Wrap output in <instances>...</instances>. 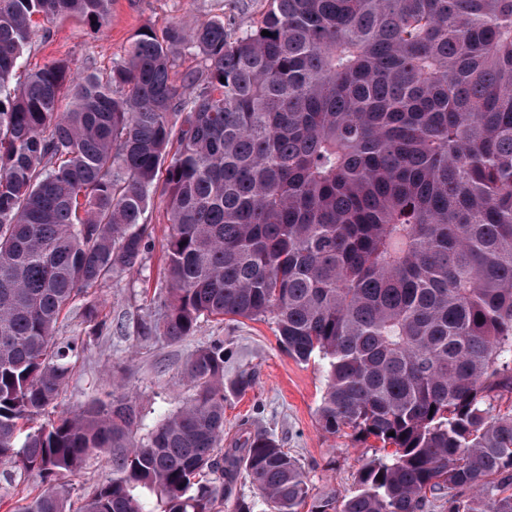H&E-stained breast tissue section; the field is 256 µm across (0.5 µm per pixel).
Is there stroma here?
I'll list each match as a JSON object with an SVG mask.
<instances>
[{
	"label": "stroma",
	"instance_id": "35a3bbf8",
	"mask_svg": "<svg viewBox=\"0 0 512 512\" xmlns=\"http://www.w3.org/2000/svg\"><path fill=\"white\" fill-rule=\"evenodd\" d=\"M269 0H112L107 24L63 17L38 20L18 69L27 74L56 60L72 70L109 71L123 57L140 31H162L177 24L185 28L209 18H223L234 32L249 30L261 19ZM155 242L141 266L123 278L89 290L61 320L57 338L84 339L87 348L71 365L67 385L57 399L58 410H70L91 398L111 393L121 384L132 396L147 423L176 409L189 393L183 369L193 351L214 340L224 343L225 379L240 370L254 372L253 389L228 395L224 403V445L242 447L248 434L265 431L298 458L314 492L334 488L347 494L361 464L375 453L367 442L325 432L318 407L325 377L319 361L300 363L278 345L268 320L203 318L193 336L181 342L161 337L142 339L141 325L159 310L167 293L162 272L161 244L167 232L165 202L155 197L145 214ZM112 462L105 456L87 459L67 484L68 502L79 506L85 493L110 481Z\"/></svg>",
	"mask_w": 512,
	"mask_h": 512
}]
</instances>
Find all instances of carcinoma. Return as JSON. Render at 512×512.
I'll list each match as a JSON object with an SVG mask.
<instances>
[{
    "label": "carcinoma",
    "instance_id": "cac0c4a2",
    "mask_svg": "<svg viewBox=\"0 0 512 512\" xmlns=\"http://www.w3.org/2000/svg\"><path fill=\"white\" fill-rule=\"evenodd\" d=\"M111 6L0 0V475L40 479L16 512H72L92 455L112 480L77 512H213L215 475L253 489L231 512H512V0H270L240 34L146 30L105 74L12 82L34 16ZM182 50L204 65L179 89ZM161 174L169 288L144 334L272 320L321 361L322 428L376 443L348 494L313 493L267 433L223 448L226 391L253 378L224 386L220 340L152 426L115 393L29 425L84 352L60 316L151 251ZM66 494L72 509H76L84 494L92 488L112 479V462L106 456H92L85 462L81 471L68 478Z\"/></svg>",
    "mask_w": 512,
    "mask_h": 512
}]
</instances>
